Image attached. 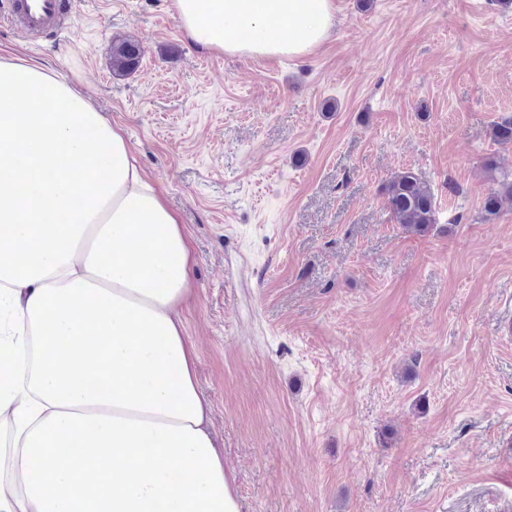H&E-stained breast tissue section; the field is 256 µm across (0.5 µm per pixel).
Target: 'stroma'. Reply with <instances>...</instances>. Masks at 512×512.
Returning a JSON list of instances; mask_svg holds the SVG:
<instances>
[{
    "label": "stroma",
    "mask_w": 512,
    "mask_h": 512,
    "mask_svg": "<svg viewBox=\"0 0 512 512\" xmlns=\"http://www.w3.org/2000/svg\"><path fill=\"white\" fill-rule=\"evenodd\" d=\"M333 4L297 59L197 50L171 0H81L36 44L0 26V56L89 97L183 224L180 316L241 512H512V204L481 213L512 173V8ZM403 169L435 196L421 235L385 207ZM139 43L129 38H115L112 41V71L123 75L134 71L140 62ZM510 175H503L498 182V188L491 190L484 198L482 207V219L486 223L495 221L501 212L504 199L512 200V179Z\"/></svg>",
    "instance_id": "35a3bbf8"
}]
</instances>
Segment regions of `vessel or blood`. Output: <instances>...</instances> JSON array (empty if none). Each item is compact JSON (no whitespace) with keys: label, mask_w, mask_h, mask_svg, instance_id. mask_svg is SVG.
Here are the masks:
<instances>
[{"label":"vessel or blood","mask_w":512,"mask_h":512,"mask_svg":"<svg viewBox=\"0 0 512 512\" xmlns=\"http://www.w3.org/2000/svg\"><path fill=\"white\" fill-rule=\"evenodd\" d=\"M76 18V0H0V20L37 41Z\"/></svg>","instance_id":"vessel-or-blood-1"}]
</instances>
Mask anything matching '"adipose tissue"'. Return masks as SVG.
Here are the masks:
<instances>
[{"label":"adipose tissue","instance_id":"1","mask_svg":"<svg viewBox=\"0 0 512 512\" xmlns=\"http://www.w3.org/2000/svg\"><path fill=\"white\" fill-rule=\"evenodd\" d=\"M197 47L299 58L332 0H171ZM191 246L119 127L0 57V512H240L179 316Z\"/></svg>","mask_w":512,"mask_h":512}]
</instances>
